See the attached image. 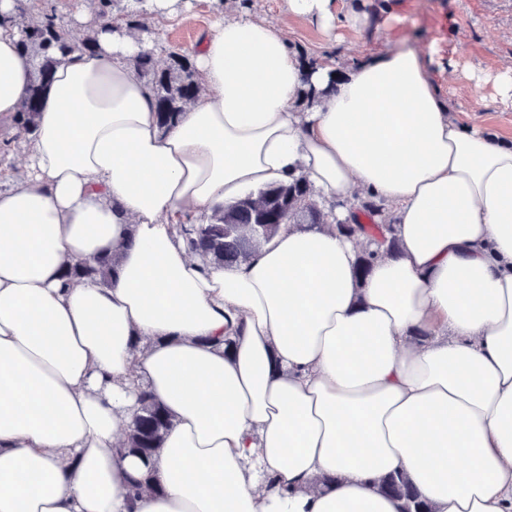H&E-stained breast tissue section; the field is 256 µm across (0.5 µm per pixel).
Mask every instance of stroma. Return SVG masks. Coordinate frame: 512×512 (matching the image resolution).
<instances>
[{
	"instance_id": "35a3bbf8",
	"label": "stroma",
	"mask_w": 512,
	"mask_h": 512,
	"mask_svg": "<svg viewBox=\"0 0 512 512\" xmlns=\"http://www.w3.org/2000/svg\"><path fill=\"white\" fill-rule=\"evenodd\" d=\"M230 9L275 22L284 0H179L173 14L148 17L145 39L161 61L171 50L192 54L202 35ZM337 32L339 41H328L303 18L283 28L291 52L332 59L343 67L385 40L372 26L359 32L341 26ZM398 33L418 50L434 51L435 77L460 120L512 142V99L502 98L494 83L499 72L512 66V0H404Z\"/></svg>"
}]
</instances>
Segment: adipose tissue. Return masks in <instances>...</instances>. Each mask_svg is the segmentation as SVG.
<instances>
[{"label":"adipose tissue","mask_w":512,"mask_h":512,"mask_svg":"<svg viewBox=\"0 0 512 512\" xmlns=\"http://www.w3.org/2000/svg\"><path fill=\"white\" fill-rule=\"evenodd\" d=\"M400 4L285 0L330 40L388 28L346 71L222 18L166 130L139 36L101 29L57 65L25 175L0 164V512H402L397 474L430 512H512V143L454 117L390 29ZM19 38L0 26L4 120L31 80ZM298 175L337 218L357 195L392 208L366 278L370 241L331 224L232 266L188 250L181 225ZM109 254L110 281L63 282ZM143 388L173 420L146 464L121 449Z\"/></svg>","instance_id":"1"}]
</instances>
